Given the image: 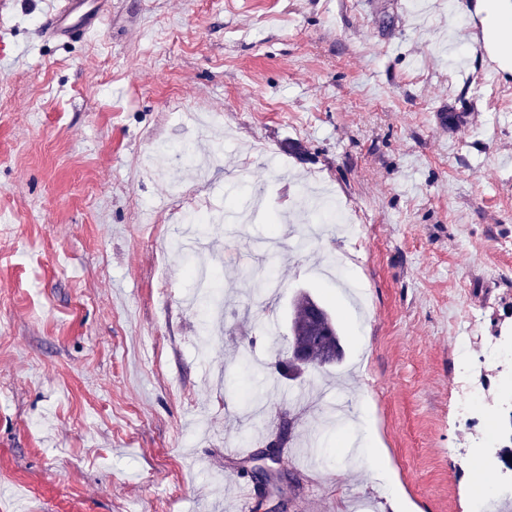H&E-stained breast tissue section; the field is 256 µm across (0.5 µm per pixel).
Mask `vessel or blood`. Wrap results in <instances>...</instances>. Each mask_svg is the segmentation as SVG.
<instances>
[{"mask_svg":"<svg viewBox=\"0 0 512 512\" xmlns=\"http://www.w3.org/2000/svg\"><path fill=\"white\" fill-rule=\"evenodd\" d=\"M112 0H58V5L41 27L44 38L68 40L97 32L109 13Z\"/></svg>","mask_w":512,"mask_h":512,"instance_id":"obj_1","label":"vessel or blood"}]
</instances>
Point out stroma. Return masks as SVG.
<instances>
[{
    "label": "stroma",
    "instance_id": "obj_1",
    "mask_svg": "<svg viewBox=\"0 0 512 512\" xmlns=\"http://www.w3.org/2000/svg\"><path fill=\"white\" fill-rule=\"evenodd\" d=\"M413 2L112 0L63 44L52 0H0V512H238L232 453L285 414L298 481L253 512H473L465 388L512 444V367L482 358L512 342V75L458 0ZM309 181L356 233L308 235ZM302 291L344 358L291 379Z\"/></svg>",
    "mask_w": 512,
    "mask_h": 512
}]
</instances>
